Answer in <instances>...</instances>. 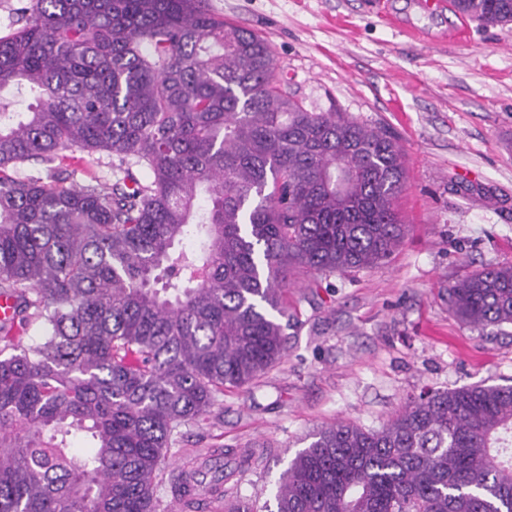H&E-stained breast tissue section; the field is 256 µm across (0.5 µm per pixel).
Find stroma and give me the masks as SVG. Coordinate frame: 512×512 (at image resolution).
Listing matches in <instances>:
<instances>
[{
  "label": "stroma",
  "instance_id": "stroma-1",
  "mask_svg": "<svg viewBox=\"0 0 512 512\" xmlns=\"http://www.w3.org/2000/svg\"><path fill=\"white\" fill-rule=\"evenodd\" d=\"M212 13L262 35L289 94L394 135L406 177L396 206L409 231L384 262L295 287L285 357L254 384L224 391L218 423H191L163 464L169 484L224 450L230 492L272 501L289 461L342 419L385 424L408 394L512 384V325L478 330L448 289L512 264V23L470 21L415 0H209ZM252 448L256 467L235 469Z\"/></svg>",
  "mask_w": 512,
  "mask_h": 512
}]
</instances>
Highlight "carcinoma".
<instances>
[{
	"mask_svg": "<svg viewBox=\"0 0 512 512\" xmlns=\"http://www.w3.org/2000/svg\"><path fill=\"white\" fill-rule=\"evenodd\" d=\"M487 24L512 0H453ZM0 36V512H158L180 427L286 351L301 273L372 268L402 243L395 138L283 91L268 42L207 0H30ZM112 157V185L69 169ZM47 165L22 176L17 166ZM143 168L141 180L133 168ZM512 324V265L448 289ZM38 335L30 336V329ZM90 444L70 446V439ZM196 509L224 471L171 485ZM267 512H512V386L410 397L381 428L338 420Z\"/></svg>",
	"mask_w": 512,
	"mask_h": 512,
	"instance_id": "cac0c4a2",
	"label": "carcinoma"
}]
</instances>
